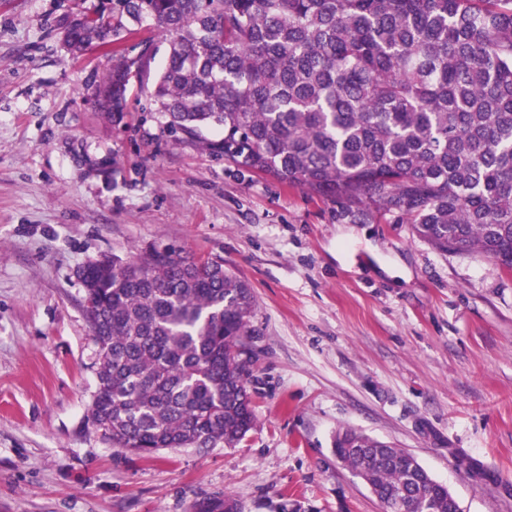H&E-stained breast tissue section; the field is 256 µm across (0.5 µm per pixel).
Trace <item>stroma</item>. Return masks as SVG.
<instances>
[{
    "label": "stroma",
    "mask_w": 512,
    "mask_h": 512,
    "mask_svg": "<svg viewBox=\"0 0 512 512\" xmlns=\"http://www.w3.org/2000/svg\"><path fill=\"white\" fill-rule=\"evenodd\" d=\"M73 0H0V512H383L335 457L351 427L411 452L462 512H512V273L393 216L238 171L132 87L122 124L76 57ZM177 248L257 300L243 440L146 460L89 421L97 347L81 269Z\"/></svg>",
    "instance_id": "35a3bbf8"
}]
</instances>
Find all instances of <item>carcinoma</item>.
<instances>
[{"label":"carcinoma","instance_id":"carcinoma-1","mask_svg":"<svg viewBox=\"0 0 512 512\" xmlns=\"http://www.w3.org/2000/svg\"><path fill=\"white\" fill-rule=\"evenodd\" d=\"M63 41L105 44L96 90L119 124L136 73L175 134L240 170L410 224L433 247L512 273V0H98ZM149 21L163 69L127 41ZM205 127L224 137L210 141ZM99 348L91 420L151 459L256 425L245 341L256 299L224 261L172 249L104 256L80 271ZM336 457L385 512H456L403 448L346 428Z\"/></svg>","mask_w":512,"mask_h":512}]
</instances>
